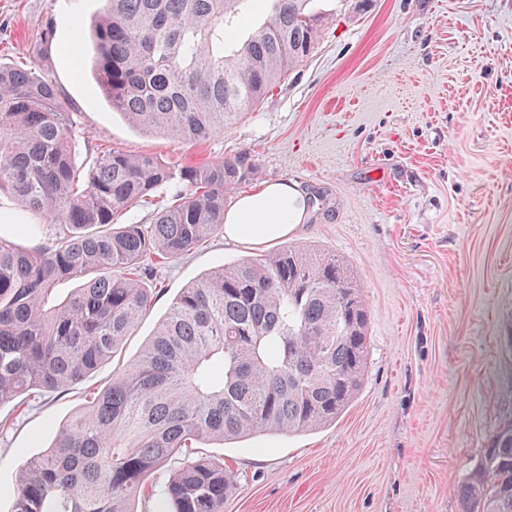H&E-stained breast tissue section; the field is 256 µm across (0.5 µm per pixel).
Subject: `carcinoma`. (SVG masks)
Here are the masks:
<instances>
[{"mask_svg":"<svg viewBox=\"0 0 512 512\" xmlns=\"http://www.w3.org/2000/svg\"><path fill=\"white\" fill-rule=\"evenodd\" d=\"M90 43L98 88L135 127L199 143L224 133L317 44L316 0H102ZM262 3L245 38L239 19ZM77 123L35 67L0 64V191L27 211L32 248L0 235V407L64 389L122 351L154 307L152 264L224 232V200L253 179L244 152L202 166L91 149L74 161ZM169 203L150 224L115 226L142 199ZM80 287L63 295L58 285ZM370 309L342 259L284 245L220 266L182 289L138 357L18 465L13 512H224L234 474L186 459L197 441L327 427L365 383ZM461 512H512V421L455 489Z\"/></svg>","mask_w":512,"mask_h":512,"instance_id":"carcinoma-1","label":"carcinoma"}]
</instances>
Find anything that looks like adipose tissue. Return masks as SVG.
Wrapping results in <instances>:
<instances>
[{"mask_svg": "<svg viewBox=\"0 0 512 512\" xmlns=\"http://www.w3.org/2000/svg\"><path fill=\"white\" fill-rule=\"evenodd\" d=\"M307 213V198L295 186L266 183L225 212L224 238L242 245L270 243L288 237Z\"/></svg>", "mask_w": 512, "mask_h": 512, "instance_id": "1", "label": "adipose tissue"}]
</instances>
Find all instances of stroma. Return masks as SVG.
I'll list each match as a JSON object with an SVG mask.
<instances>
[{
  "instance_id": "1",
  "label": "stroma",
  "mask_w": 512,
  "mask_h": 512,
  "mask_svg": "<svg viewBox=\"0 0 512 512\" xmlns=\"http://www.w3.org/2000/svg\"><path fill=\"white\" fill-rule=\"evenodd\" d=\"M315 48L255 108L201 144L130 126L94 91L87 37L100 0H0V62L35 63L89 146L171 165L246 152L257 179L312 203L290 243L343 258L371 310L363 389L336 423L206 443L236 476L224 512H460L453 494L512 419V0H317ZM266 245L223 235L158 266V297L91 377L0 407V488L93 389L139 355L179 293Z\"/></svg>"
}]
</instances>
